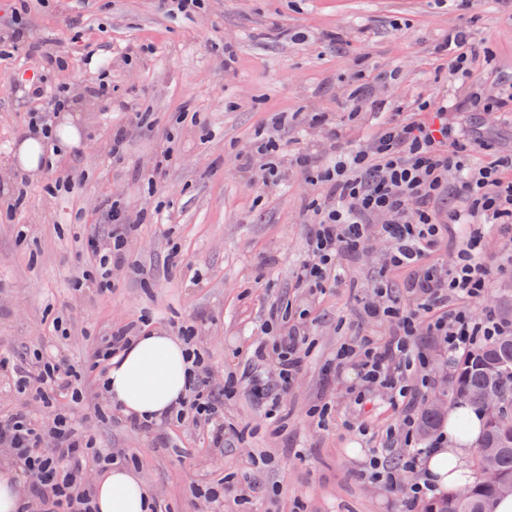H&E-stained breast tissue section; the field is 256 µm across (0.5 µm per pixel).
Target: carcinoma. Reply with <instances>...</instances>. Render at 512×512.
<instances>
[{
    "label": "carcinoma",
    "mask_w": 512,
    "mask_h": 512,
    "mask_svg": "<svg viewBox=\"0 0 512 512\" xmlns=\"http://www.w3.org/2000/svg\"><path fill=\"white\" fill-rule=\"evenodd\" d=\"M451 398L483 411L487 396H495L512 413V331H506L480 344L454 365L450 380ZM441 414L426 408L419 437L437 429ZM492 458L503 485L478 480L461 492L429 502L424 512H491L492 503L507 494L512 483V426L486 421L476 454L477 466Z\"/></svg>",
    "instance_id": "carcinoma-1"
}]
</instances>
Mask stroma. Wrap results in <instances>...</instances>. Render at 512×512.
<instances>
[{"label": "stroma", "instance_id": "35a3bbf8", "mask_svg": "<svg viewBox=\"0 0 512 512\" xmlns=\"http://www.w3.org/2000/svg\"><path fill=\"white\" fill-rule=\"evenodd\" d=\"M459 23L448 0H206L188 15L166 12L156 0L32 4L29 41L51 36L69 56L68 68L48 74L47 83L68 88L82 143L61 153L54 170L28 176L23 208L14 221L0 222V350L22 357L56 347L79 363L112 325L150 318L167 330L193 323L206 375L218 389L249 368L270 306L292 321L300 309L310 311L303 321L306 364L282 399L280 427L246 393L225 398L223 453L210 451L206 429L190 423L140 431L127 426L123 412L101 417L98 407L110 403L104 395L61 401L60 410L101 446L130 454V467L168 512H199L198 489L219 481L224 512H407L408 473H399L396 489L360 476L399 410L381 389L365 413L355 414L353 374L332 367L352 332L383 341L392 331L390 321L363 313L375 299V280L404 278L384 267L390 245L379 240L340 258L355 289L316 297L295 291L312 188L292 167L287 184L257 196L255 172L236 159L250 154L255 167L262 165L253 151L268 113L344 116L356 71L373 94L405 104L424 92L462 97L463 89L439 77L434 55ZM276 24L287 25L290 38L276 36ZM470 31L479 51L473 68L486 92L512 84V0H483ZM228 48L235 54L230 71ZM37 63V55L22 51L0 56V190H11L18 176L11 155L30 111L12 89ZM103 70L113 95L152 126L133 135L119 159L109 145L125 114L83 95ZM166 142L174 159L149 184L152 158ZM66 176L76 180L72 193L47 192V182ZM105 199L142 212L145 222L128 237L129 268L108 292L85 293L76 288L91 269L85 236L99 223ZM57 316L66 333L53 337L48 326ZM420 347L428 357L424 407L432 396H447L453 368L434 337H421ZM318 405L326 406L324 417L313 416ZM248 473L255 483L245 481Z\"/></svg>", "mask_w": 512, "mask_h": 512}]
</instances>
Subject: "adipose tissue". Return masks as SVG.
<instances>
[{
    "label": "adipose tissue",
    "mask_w": 512,
    "mask_h": 512,
    "mask_svg": "<svg viewBox=\"0 0 512 512\" xmlns=\"http://www.w3.org/2000/svg\"><path fill=\"white\" fill-rule=\"evenodd\" d=\"M190 367L180 339L163 332L137 337L113 360L106 374L108 396L128 415L160 419L184 397ZM461 417L468 422L463 431L456 424ZM482 425V417L468 407L449 409L446 440L424 463L436 488L451 494L471 482L468 462L477 448ZM95 502L98 512H149L150 498L136 472L116 466L99 476Z\"/></svg>",
    "instance_id": "obj_1"
}]
</instances>
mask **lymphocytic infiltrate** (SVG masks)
Returning <instances> with one entry per match:
<instances>
[{
	"label": "lymphocytic infiltrate",
	"instance_id": "f902f5d3",
	"mask_svg": "<svg viewBox=\"0 0 512 512\" xmlns=\"http://www.w3.org/2000/svg\"><path fill=\"white\" fill-rule=\"evenodd\" d=\"M451 3L463 22L442 36L434 53L439 70L447 73L449 81L464 85L466 93L461 100H438L423 94L405 106L374 98L364 87L351 98L348 114L358 115L364 103L377 111L378 128L366 145H350L341 121L317 112L309 122L324 128L331 146L330 164H319L306 148L291 153L295 168L318 189L306 208L309 250L296 271L295 288L323 293L344 287L337 258L364 251L373 239L385 238L393 243L387 257L389 266L407 271L405 285L419 297L417 305L406 307L388 283L374 282L384 302L365 305L364 312L370 317L392 318L396 328L382 344L367 337L355 339L337 354L335 362L339 369L353 367L362 400L373 389L384 387L390 390L393 404H413L417 371L425 363L416 343L418 329L440 337L453 359L508 328L493 313L475 316L473 304L485 298L494 278L483 251L484 238L512 224V154L492 153L485 140L461 123L449 121L448 115L512 112V89L487 94L474 73L477 50L468 25L475 20L478 0ZM28 6L29 0H11L14 29L10 46L40 55L45 71L21 79L16 91L36 104L28 121L30 133L49 143L53 120L68 107L70 96L65 87H48L45 74L66 68L67 61L54 54L51 38L27 41L24 17ZM288 125L287 113H270L266 136L257 143L256 154L269 159L280 151L281 135ZM285 178L281 166L269 159L256 191L265 193ZM448 196L459 199L460 208L439 210L438 202ZM100 213L107 229L91 231L87 257L96 268L98 286L106 291L112 285L113 271L128 264L127 233L141 219L115 200L104 202ZM460 224L471 225L472 230L459 248L455 264L447 269L436 267L434 256ZM155 330L154 323L145 319L112 330L90 348L79 368L55 353L35 352L22 360L0 354V374L10 375L16 386L30 390L36 401L55 410L47 424L22 410L0 415V447L8 450L11 466L29 487L20 512H97L94 489L85 478L87 463L112 465L116 458L98 448L96 439L55 405L61 398L83 401L87 373L104 380L112 359L135 337ZM178 331L188 346L192 373L187 393L171 410L170 420L179 422L186 413H194L209 426L210 446L223 447L224 399L241 390L265 407L271 423H278L279 396L304 365L303 331L281 322H266L254 344L252 370L239 379L226 380L220 390L213 389L203 375L196 327L182 324ZM271 349L277 352L278 380L274 383L265 370L266 353ZM418 425V419L408 414L398 429L387 430L371 449L369 466L363 472L365 478L392 488L397 485V471L416 474L410 487L414 504L433 492L428 480L419 475L423 450L413 443Z\"/></svg>",
	"mask_w": 512,
	"mask_h": 512
}]
</instances>
